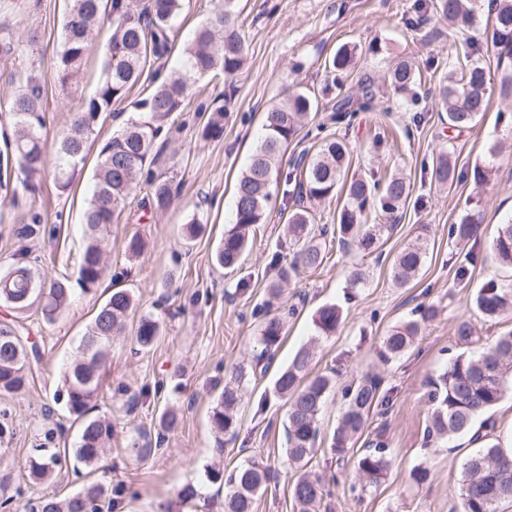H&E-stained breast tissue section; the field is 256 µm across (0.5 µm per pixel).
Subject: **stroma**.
Returning <instances> with one entry per match:
<instances>
[{"mask_svg":"<svg viewBox=\"0 0 512 512\" xmlns=\"http://www.w3.org/2000/svg\"><path fill=\"white\" fill-rule=\"evenodd\" d=\"M433 0H239V22L248 59L233 84L205 76L193 85L185 108L167 123L166 147L152 169L172 179L176 191L171 205L156 211L147 204L150 186L140 183L121 223L112 225L105 253V276L97 287L75 290L70 306L54 323H45L41 311H18L0 303V322L18 325L23 337L37 345L41 362L23 391L0 394V471L20 490L21 502H37L53 493L75 491L74 476L60 474L52 482L33 485L24 464L46 430L56 432L55 447L73 444L76 426L64 406L54 404L55 380L77 355V346L112 286L131 289L136 316L153 315L162 332L151 350H139L132 334L114 340L96 412L112 421V444L101 458L95 479L128 489L122 512H183L178 498L194 486L208 501L197 512H224V489L205 476L207 466L224 470L258 460L270 465L274 477L256 501L255 512H294L291 486L295 478L286 457L284 425L287 407L273 392L278 371L302 346L316 351L315 368L334 371L335 383L322 412L321 434L309 465L326 483L320 512H458L462 465L471 450L464 437L426 444L424 431L430 416L431 383L447 367L451 356L462 353L455 342L458 319L469 320L483 341L512 330V311L497 320L482 317L473 297L487 280L512 283V270L488 263L468 266L465 252L448 237L450 224L472 218L480 229V247H487L498 224L512 219V117L501 114L491 101L477 125L463 132L448 128L440 112L438 87L454 62L461 41L474 37L478 56L498 89L504 68L492 45L487 24L490 0H479L476 25L449 29L439 25ZM221 6V0H182L172 32L170 54L148 66L128 99L113 104L112 114L97 128L83 170L68 192H59L53 179L54 153L46 155V170L34 193L19 192L16 203L0 202V271L19 254L34 262L43 280L75 278L76 262L85 246L84 210L102 141L119 132L132 112V103L152 85L156 71L182 68L185 50L196 30ZM66 0H0V40L24 42L28 32L39 40L32 58L36 74L49 80L55 55L61 49ZM111 32L103 25L94 41L83 73L68 92L50 84L44 100L42 137L54 142L64 133L74 112L92 96L102 79L104 44ZM377 53H370V46ZM357 47L358 62L342 77L341 90L327 89L325 63L340 47ZM412 59L421 73V105H411L408 94L377 90L375 108L358 112L350 124L337 128L330 120L337 94H355L365 80L378 82L395 62ZM304 88L317 97L319 108L285 154L291 163L303 151L314 149V131L325 124L327 133L344 135L351 150L353 173L382 178L400 171L410 181L411 195L393 231L383 237L381 256L340 249L328 243L323 265L302 272L270 299L275 280L272 255L290 263L294 249L285 235L294 195L275 193L264 224L250 236V245L234 273L213 262L224 231L233 222V183L254 151L267 109L289 92ZM222 102L224 136L202 139L206 111ZM454 146L460 168L477 165L492 169L489 186L473 182L455 190L439 189L429 166L441 148ZM36 205L43 231L20 238L18 214ZM198 220L205 231L189 240L184 226ZM139 235L146 242L137 257L126 254L125 241ZM423 241L427 254L419 275L407 287H396L390 263L408 244ZM468 276L457 281L458 267ZM365 270L367 282L349 284L351 267ZM438 307L439 314L423 323L413 345L398 360L379 364L376 353L388 330L409 319L420 304ZM327 304L344 310L336 334L318 336L312 324L315 311ZM282 315L285 335L274 363L261 369L260 326L267 315ZM385 377L390 404L385 415L373 416L356 449L383 440L392 460L385 481L361 488L352 459L337 461L330 438L340 419L345 390L362 373ZM242 373L244 396L237 407L236 430L225 436L223 454L213 451L217 440L211 409L225 379ZM180 410L177 428L161 433L159 416L168 406ZM147 436L154 446L136 457L130 444ZM430 471L427 483L409 479L416 466Z\"/></svg>","mask_w":512,"mask_h":512,"instance_id":"stroma-1","label":"stroma"}]
</instances>
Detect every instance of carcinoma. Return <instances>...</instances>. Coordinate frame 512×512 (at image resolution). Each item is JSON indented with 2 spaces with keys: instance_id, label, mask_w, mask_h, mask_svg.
<instances>
[{
  "instance_id": "carcinoma-1",
  "label": "carcinoma",
  "mask_w": 512,
  "mask_h": 512,
  "mask_svg": "<svg viewBox=\"0 0 512 512\" xmlns=\"http://www.w3.org/2000/svg\"><path fill=\"white\" fill-rule=\"evenodd\" d=\"M477 0H434L435 12L450 26L468 25L474 17ZM492 37L506 55H512V0H493ZM182 8L181 0H149L139 10L133 0H70L62 32V47L53 66V81L62 89L77 82L80 70L89 55L94 31L104 22L112 25V35L104 52L103 79L96 93L85 100L70 128L55 143L57 164L54 180L59 191L66 192L85 162L87 142L96 135L102 115L112 104L124 100L139 81L150 60L166 56L170 51L174 22ZM237 0H224L222 11L202 26L186 49L184 69L176 70L153 81L150 93L133 103L130 116L120 133L106 140L100 148L94 187L84 213L86 246L79 260L77 282L85 288L94 287L104 276L106 236L110 227L121 223L130 196L140 181L152 186L150 207L163 210L173 197L171 180L156 177L150 169L153 152L170 117L185 104L193 79L210 74L226 78L236 76L245 59V42L237 23ZM476 44H463V53L456 57L455 70L448 82L439 86V102L448 125L463 130L473 127L488 109L490 93L487 72L475 58ZM357 49L343 47L328 60L325 68L331 73L350 70L356 64ZM384 80L398 92H407L421 80L413 62L402 59L386 73ZM376 97L374 82L365 80L361 94L355 98L338 97L333 104V119L338 124L352 113L372 109ZM44 80L29 73L19 90L6 104L14 121L12 140L6 154H0V187L8 188L12 170L23 175L21 187L31 192L32 178L44 171L45 144L41 138L44 125ZM318 101L305 89H298L267 110L264 133L247 168L235 184V219L224 231V241L215 261L233 270L248 247L250 232L264 223L272 185L278 183V161L293 142ZM224 137V106L210 110L202 128L205 140ZM349 146L345 138L328 139L312 157L302 155L296 164L299 174L288 173L285 185L298 189L299 200L323 201L336 195L343 203L336 215V227L330 229L314 224L309 207L302 204L288 216L287 233L297 247L294 260L279 266V255L272 257L279 267L278 281L270 285V296L276 297L282 283L300 269L319 268L327 259L328 235H336L339 247H352L370 254L383 245L384 234L394 229L393 222L407 202L409 184L404 177L391 174L383 180L364 176L347 177ZM491 170L477 166L472 171L458 169L451 153L440 151L433 160L431 179L448 188L471 179L475 186L490 183ZM21 234L33 235L39 229L41 215L30 208L21 216ZM478 226L466 216L450 226L448 236L459 245L472 244L466 253L470 263L485 260L512 269V219L498 225L488 254L477 250ZM426 257V246L411 244L395 255L391 264L392 278L399 287L409 284L419 273ZM34 274L25 262H18L0 274V302L16 310L34 304L48 322L71 303V288L66 280H54L41 289L30 286ZM136 300L127 288L115 287L99 307L79 344V356L61 371L54 402L65 406L73 422L78 424L75 446L55 451L37 448L26 461L28 479L44 484L53 479L65 464L73 470H92L112 440V422L91 415L100 395L112 340L121 335L135 308ZM475 308L493 319L512 310V288L495 280L485 283L474 298ZM437 309L428 305L420 310V319L393 326L384 336L378 350L380 362L389 364L399 359L419 333L420 322L430 321ZM344 319L336 304L325 305L314 314L313 323L324 336L336 333ZM285 325L278 315L268 317L260 330L259 357L271 356L281 343ZM161 335L160 322L150 315L140 317L135 340L142 349H149ZM456 341L471 346L477 343L472 324L461 319L455 327ZM314 351L301 347L275 379L274 392L286 400L288 463L299 472L292 487L296 512H315L324 495L320 477L305 470L320 434V416L332 379L327 374L312 373ZM40 360L35 346H27L15 328L0 323V394L23 390L32 376L34 364ZM243 374L224 383V389L212 410V423L219 432L236 427L235 411L242 398ZM382 376L367 373L345 391L347 403L331 438V450L343 459L351 451L372 415L389 402L383 389ZM512 396V331L498 336L491 344L476 351L461 353L450 359L448 367L433 382L431 400L434 404L426 427V440L441 442L470 432L476 420L488 414L506 396ZM391 460L386 448L378 442L355 457L356 472L365 487L381 484ZM206 477L227 486L224 512H254L259 494L271 480L272 469L251 461L229 473L209 469ZM10 475H0V509L17 512L14 496L6 493ZM124 489L101 481L83 485L75 493L59 499L44 496L30 506L29 512H117L123 503ZM512 503V458L497 443L486 442L463 465L459 512H503L504 503Z\"/></svg>"
}]
</instances>
